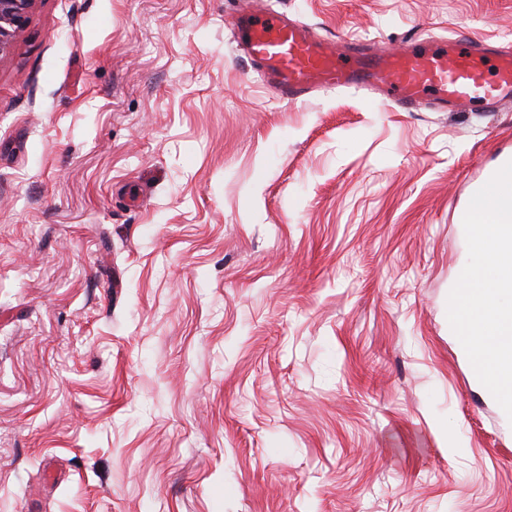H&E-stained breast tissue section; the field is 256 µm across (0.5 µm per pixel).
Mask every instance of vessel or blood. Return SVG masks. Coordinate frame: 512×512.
<instances>
[{"mask_svg":"<svg viewBox=\"0 0 512 512\" xmlns=\"http://www.w3.org/2000/svg\"><path fill=\"white\" fill-rule=\"evenodd\" d=\"M237 43L275 97L298 102L333 89L374 90L411 109L427 104L456 111L474 103L495 109L512 98V47L478 38L449 40L441 49L404 51L374 42L344 48L318 38L312 29L270 12L238 16ZM496 57V79L485 75L488 55Z\"/></svg>","mask_w":512,"mask_h":512,"instance_id":"vessel-or-blood-1","label":"vessel or blood"}]
</instances>
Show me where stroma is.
Listing matches in <instances>:
<instances>
[{"mask_svg":"<svg viewBox=\"0 0 512 512\" xmlns=\"http://www.w3.org/2000/svg\"><path fill=\"white\" fill-rule=\"evenodd\" d=\"M236 0H39L0 58V512H512L447 318L512 101L274 98ZM344 42L512 0H270Z\"/></svg>","mask_w":512,"mask_h":512,"instance_id":"35a3bbf8","label":"stroma"}]
</instances>
